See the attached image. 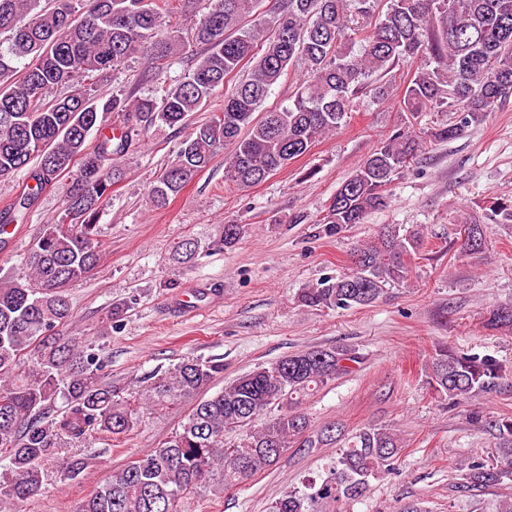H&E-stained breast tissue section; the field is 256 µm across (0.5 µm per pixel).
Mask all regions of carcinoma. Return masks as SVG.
Returning a JSON list of instances; mask_svg holds the SVG:
<instances>
[{"label": "carcinoma", "instance_id": "carcinoma-1", "mask_svg": "<svg viewBox=\"0 0 512 512\" xmlns=\"http://www.w3.org/2000/svg\"><path fill=\"white\" fill-rule=\"evenodd\" d=\"M259 0H0V178L31 169L35 186L13 204L24 218L43 188L62 174L71 186L53 222L27 260L29 272L0 279V509L42 488L40 462L67 445L63 480L77 479L90 455L79 445L98 436L117 444L145 413H161L224 372V363L189 359L175 375L145 392L123 393L105 379L107 358L86 339L64 336L72 316L68 288L101 263L99 218L123 177L134 140L153 126L182 128L224 88L222 106L179 143L175 157L148 190L163 208L218 153L224 182L250 188L308 153L345 125L359 99L392 103L404 123L339 185L325 216L328 232L361 224L391 202L390 188L433 142L456 138L512 96V0H281L269 18H255ZM201 9L182 36L177 15ZM205 47L184 76L169 82L172 59ZM140 55L160 95L98 93V79ZM246 78L235 80L247 64ZM305 79L288 105L257 114L292 66ZM407 71L397 88L394 69ZM65 89L51 96L57 87ZM449 115L421 124L426 110ZM121 133L89 136L112 123ZM462 250L479 254L485 226L468 224ZM246 225H224L222 245L234 247ZM421 233L392 224L350 253L351 271L300 292L315 309L367 307L391 283L403 284L410 259L424 248ZM185 240L177 260L195 258ZM356 357L338 348L291 354L233 378L200 400L180 428L113 472L75 512H185L207 487L219 496L272 468L290 448L336 442V459L303 488L276 499L270 512H347L371 482L399 470L403 438L386 425L347 433L339 423L312 429L301 405L349 373ZM491 355L434 349L423 368L436 397L461 406L507 377ZM494 450L455 467V484L479 491L512 480V416L485 422Z\"/></svg>", "mask_w": 512, "mask_h": 512}]
</instances>
